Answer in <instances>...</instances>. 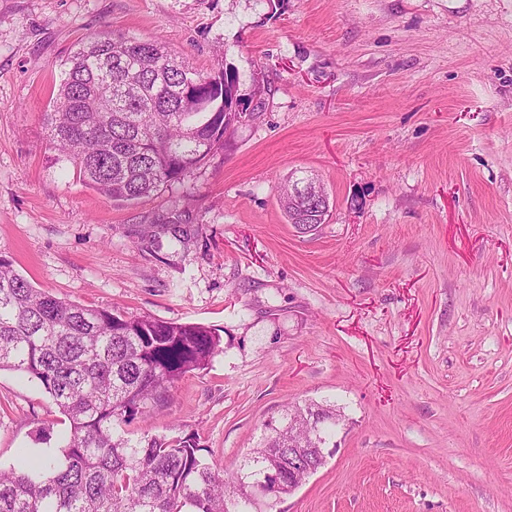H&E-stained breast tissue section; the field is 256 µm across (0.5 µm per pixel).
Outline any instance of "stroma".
I'll use <instances>...</instances> for the list:
<instances>
[{"label": "stroma", "mask_w": 512, "mask_h": 512, "mask_svg": "<svg viewBox=\"0 0 512 512\" xmlns=\"http://www.w3.org/2000/svg\"><path fill=\"white\" fill-rule=\"evenodd\" d=\"M96 33L223 62L243 95L262 75L263 114L115 204L42 123ZM292 176L329 196L315 232L279 204ZM0 253L63 300L219 329L132 439L196 436L229 472L284 406L334 405L325 465L269 512H512V0H0ZM68 429L0 371V466Z\"/></svg>", "instance_id": "1"}]
</instances>
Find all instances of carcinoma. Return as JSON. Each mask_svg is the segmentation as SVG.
<instances>
[{
  "label": "carcinoma",
  "mask_w": 512,
  "mask_h": 512,
  "mask_svg": "<svg viewBox=\"0 0 512 512\" xmlns=\"http://www.w3.org/2000/svg\"><path fill=\"white\" fill-rule=\"evenodd\" d=\"M196 85L183 93L186 76ZM231 67L190 66L164 43L97 35L67 57L47 143L78 179L131 205L199 168L248 108ZM221 352L217 330L114 314L40 290L0 254V370L40 382L70 431L59 453L0 467V512H263L288 492V444L309 441L321 409L326 448L336 408L293 405L224 477L193 435L144 441L128 426L164 407L186 374Z\"/></svg>",
  "instance_id": "cac0c4a2"
}]
</instances>
